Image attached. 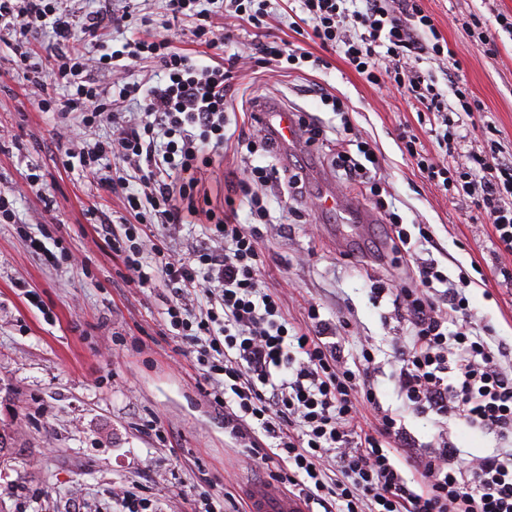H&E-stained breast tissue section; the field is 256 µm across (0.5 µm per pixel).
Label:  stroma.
Listing matches in <instances>:
<instances>
[{
	"mask_svg": "<svg viewBox=\"0 0 512 512\" xmlns=\"http://www.w3.org/2000/svg\"><path fill=\"white\" fill-rule=\"evenodd\" d=\"M482 0H422L455 53L469 91L512 151V42L487 57L460 19L483 10ZM255 31L240 23L227 54L239 55V93L233 103L272 102L322 119L326 136L314 146L278 147L255 154L254 164L287 166L306 180L303 199H269L270 223L261 225L262 280L279 295L291 323L307 320L309 305L322 318L346 321V350L371 349L374 384L383 408L401 413L420 442L438 429L405 412L391 379L392 347L408 333L389 299L374 301L371 286L395 287L405 272L400 258L370 247L381 226L320 208L328 189L371 211L369 188L347 185L332 165L344 140L362 137L374 147L394 210L418 251L428 252L473 309L476 331L491 327L512 348V288L496 286L491 227L474 204L452 203L423 179L406 155L403 131L431 139L415 109L400 95L366 83L328 53L327 68L303 64L283 77L249 55ZM321 82L341 97L346 115L332 112L300 88ZM38 92L10 50L0 51V192L14 198L16 221L0 224V431L13 440L0 458V512H124L122 497L142 499L146 512H197L201 494L225 496L226 512H249L246 489L269 478V467L224 428L204 390L195 356L169 335L164 285L139 288L96 228L90 212L109 222L124 215L122 197L99 191L91 178L65 167L57 151L58 117L38 107ZM50 187L52 211L26 188L30 173ZM432 239L422 242L420 228ZM39 238L44 251L30 240ZM66 260L51 261V254Z\"/></svg>",
	"mask_w": 512,
	"mask_h": 512,
	"instance_id": "35a3bbf8",
	"label": "stroma"
}]
</instances>
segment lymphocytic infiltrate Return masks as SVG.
<instances>
[{"instance_id":"1","label":"lymphocytic infiltrate","mask_w":512,"mask_h":512,"mask_svg":"<svg viewBox=\"0 0 512 512\" xmlns=\"http://www.w3.org/2000/svg\"><path fill=\"white\" fill-rule=\"evenodd\" d=\"M62 0H0V41L7 43L36 84L65 88L59 101L41 99V111L61 118L79 114L85 129L110 122L109 141L79 142L59 130L58 148L66 166L94 172L97 186L124 194L129 219L100 225L104 238L122 254L139 287L163 281L169 290L170 326L188 351L197 355L207 379L216 380L214 404L224 410V426L247 439L262 459L286 462L276 475L320 506L336 512H512V372L500 360L505 347H492L471 332L466 298L447 290V275L433 260L416 257L401 218L387 214L388 239L408 263L401 287L374 288L375 299L391 296L394 313L409 325V336L395 349L392 379L408 411L425 417L462 420L481 434L502 441L495 452L461 462V450L438 432L421 445L401 416L383 409L372 375L369 350L347 358L346 341L335 321L321 318L309 305L304 325L290 326L279 296L261 284L262 253L257 225L268 217L264 196L279 187L293 197L304 188L291 170L254 166L240 186L248 196L253 225L240 223L231 197L217 201L206 174L229 146L248 153L272 152L276 133L261 130L257 139L231 136L229 103L237 93V56L223 55L229 29H217L200 0H164L162 34L127 39L119 55L99 56L75 50V32L98 41L110 31L149 26L132 0H110L99 9L74 15ZM304 18L299 35L324 49H338L344 61L367 83L391 87L427 118L437 144L428 151L415 134L403 138L404 150L420 175L451 199L475 201L493 228L498 257L512 256V160L502 154L492 122H477L482 105L471 98L457 72L438 81L426 62L445 50L434 18L421 0H300ZM190 26L195 42L219 51L216 65H201L177 48L170 31ZM52 32L44 72L28 34ZM255 59L282 73L313 68L324 60L285 41L256 40ZM151 63L164 73L155 84L126 83L105 95L101 71L114 58ZM142 97L141 111L124 113L123 103ZM165 146H158V137ZM464 150L466 162L449 172L448 151ZM111 155L115 171L95 172L101 155ZM374 152L369 142L356 152H338L333 164L348 184H370L379 192L381 178L366 167ZM133 172L144 195L126 192V172ZM174 232L186 224L204 225L208 240L179 258L150 244L149 227ZM208 308L196 307L198 298ZM375 423L361 429L359 404ZM335 457L337 479L326 485L323 464ZM412 476H405V468Z\"/></svg>"}]
</instances>
